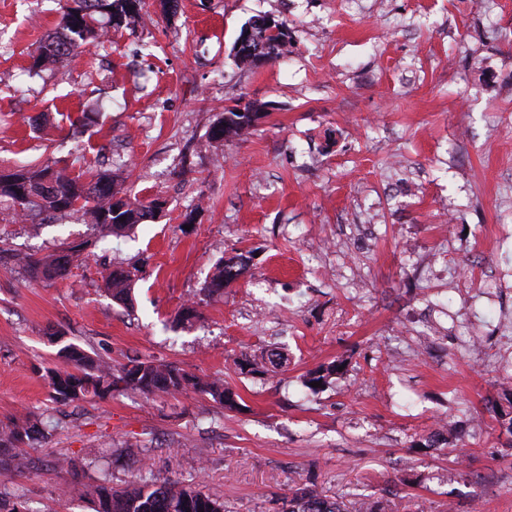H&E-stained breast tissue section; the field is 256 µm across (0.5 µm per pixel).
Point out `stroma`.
<instances>
[{"label": "stroma", "mask_w": 512, "mask_h": 512, "mask_svg": "<svg viewBox=\"0 0 512 512\" xmlns=\"http://www.w3.org/2000/svg\"><path fill=\"white\" fill-rule=\"evenodd\" d=\"M62 6L0 0V169L108 170L166 208L106 239L73 215L0 222L21 253L90 244L53 283L0 264V421L48 425L16 449L25 473L0 475V499L95 512L88 486L143 466L226 512H279L303 483L387 512H512V432L494 414L512 408V0H179L169 15L145 0L147 23L30 75ZM257 15L287 23L288 52L237 64ZM246 103L264 107L257 130L211 142ZM42 112L43 135L29 125ZM237 254L246 272L203 299L211 266ZM138 259L130 305L100 292L102 264ZM189 300L198 318L176 322ZM56 330L115 364L221 377L240 407L131 390L57 404L37 374ZM269 349L281 367L236 369Z\"/></svg>", "instance_id": "obj_1"}]
</instances>
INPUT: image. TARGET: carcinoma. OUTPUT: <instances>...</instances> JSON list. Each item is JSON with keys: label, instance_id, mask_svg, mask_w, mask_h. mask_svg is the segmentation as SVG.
Returning <instances> with one entry per match:
<instances>
[{"label": "carcinoma", "instance_id": "obj_1", "mask_svg": "<svg viewBox=\"0 0 512 512\" xmlns=\"http://www.w3.org/2000/svg\"><path fill=\"white\" fill-rule=\"evenodd\" d=\"M145 0H65L55 33L37 48L31 69L38 73L59 59L80 55L81 47L105 36L110 30L132 29L143 21ZM288 26L252 43L256 56L274 59L288 48ZM254 105L225 110L209 131L217 143L240 138L256 128ZM156 201L144 205L122 198L107 170L88 172L85 179L71 176L66 169L49 163L20 166L0 180V219L34 218L45 224L67 214H79L88 223L109 235L120 236L138 224L155 217ZM85 243L61 242L47 257L17 256L36 282L66 278ZM247 258L238 254L219 259L203 292L207 297L224 294V289L243 275ZM138 266L112 265L102 273L104 290L119 302L130 299L131 284ZM58 363L41 375L51 390V399L60 404L75 400L105 398L115 391L132 390L146 398L177 395L192 388L208 394L225 408H234V394L220 378L199 377L174 362L140 357L119 366L88 352L74 343L57 352ZM47 438L42 418L27 413L8 422H0V455L8 456L24 445ZM89 494L98 504L96 512H225L224 499L201 488H192L178 480H158L145 472L122 488L107 479L94 485ZM281 512H382L381 503L359 501L349 510L342 499L329 498L308 486L296 488L283 503Z\"/></svg>", "mask_w": 512, "mask_h": 512}]
</instances>
